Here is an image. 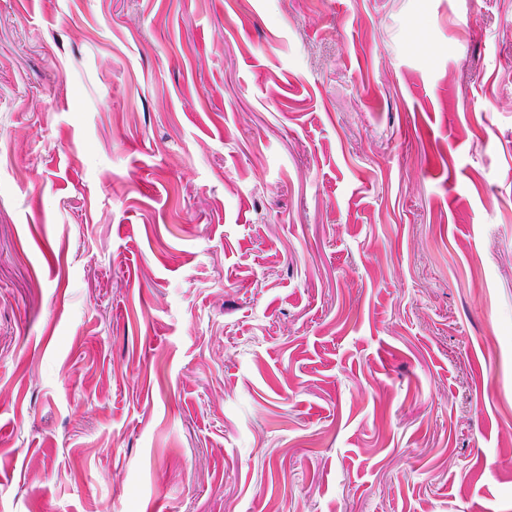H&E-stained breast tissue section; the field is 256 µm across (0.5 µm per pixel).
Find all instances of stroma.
<instances>
[{
  "label": "stroma",
  "instance_id": "1",
  "mask_svg": "<svg viewBox=\"0 0 512 512\" xmlns=\"http://www.w3.org/2000/svg\"><path fill=\"white\" fill-rule=\"evenodd\" d=\"M0 512H512V0H0Z\"/></svg>",
  "mask_w": 512,
  "mask_h": 512
}]
</instances>
